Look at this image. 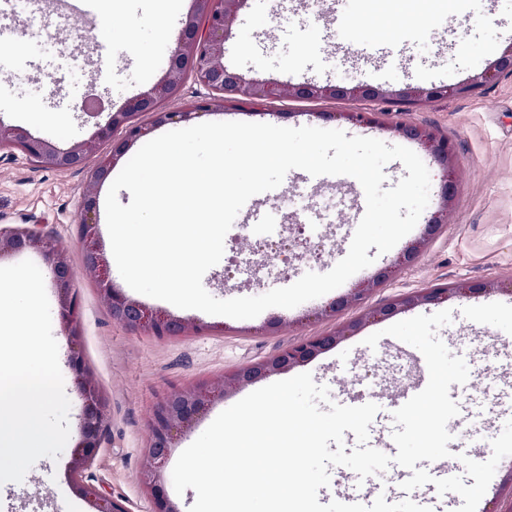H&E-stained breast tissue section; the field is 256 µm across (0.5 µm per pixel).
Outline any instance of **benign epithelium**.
Listing matches in <instances>:
<instances>
[{"label":"benign epithelium","instance_id":"benign-epithelium-1","mask_svg":"<svg viewBox=\"0 0 512 512\" xmlns=\"http://www.w3.org/2000/svg\"><path fill=\"white\" fill-rule=\"evenodd\" d=\"M194 2L196 10L186 18L181 28L163 77L130 100L122 109L109 114L107 122L98 127L91 140L61 148L24 129L0 125V146H18L42 167L49 169L77 166L95 150L97 142L112 141L110 154L100 159L98 167L91 174L89 189L83 197V220L79 225L83 266L95 278L112 316L116 317L124 310L134 307L139 310L138 318L132 322L126 321L124 325L157 337L165 336L167 330L173 326L180 334H186L191 329L199 331L201 327L176 319L162 310L150 309L129 299L120 289L114 287L97 232L99 182L133 144L150 132L148 125L140 122L139 117L149 115L156 124L188 122L214 108L228 110L243 105L262 106L272 99L284 97L374 101L392 94L419 105L449 95L467 93L503 74H512L511 43L468 84L407 87L389 93L378 86L354 80L319 85L246 78L224 66L225 45L233 34V27L245 0ZM189 73L207 89V95L184 102L182 108L176 112L164 109L167 100L180 95L184 78ZM317 117L326 122L343 120L356 126L379 123L376 112H320ZM391 131L418 142L443 167L439 209L427 220L421 235L406 245L392 265L379 270L370 280L347 289L318 312L322 318L334 319L343 311L356 308L359 310L357 317L328 332L308 336L283 347L258 362L228 370L216 379L176 389L155 406L148 420V445L142 460L143 482L153 500L154 512H179L160 481L161 472L168 462V449L173 447L177 436L190 428L215 399L257 380L304 366L354 335L365 325L389 319L403 310L440 304L456 297L490 295L500 291L498 285L491 282L464 281L449 287L444 285L422 288L407 295L389 298L375 306L365 305L367 296L375 287L384 284L396 268L413 264L426 246L438 236L442 226L448 223V211L455 192V181L451 174L453 152L448 140L426 127L396 125L391 127ZM20 242L26 248L40 253L59 294L60 323L67 335L78 336V310L70 293L71 284L60 275L63 268L70 266L66 251L45 235L39 224L10 230L0 228V256L16 253L17 244ZM71 365L75 373V383L84 399L78 441L71 459L75 490L88 499L94 512H128L120 501L99 494L94 485V477L89 473L95 453L101 445L107 416L100 390L79 352L75 350L71 354Z\"/></svg>","mask_w":512,"mask_h":512}]
</instances>
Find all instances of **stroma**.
<instances>
[{
    "label": "stroma",
    "instance_id": "stroma-1",
    "mask_svg": "<svg viewBox=\"0 0 512 512\" xmlns=\"http://www.w3.org/2000/svg\"><path fill=\"white\" fill-rule=\"evenodd\" d=\"M193 0H96L71 23L72 0H11L0 15V125L20 127L59 147L92 137L110 112L123 108L156 83ZM404 34V51L376 59L370 43L381 35ZM512 44V0H249L226 45L224 63L249 78L317 84L355 80L391 90L377 101L283 98L262 107L214 109L207 122L241 121L283 127H322L324 112L364 111L380 115L376 126L338 122L348 135L403 144L395 125L425 126L455 148L456 195L443 231L411 265L368 298H387L432 285L462 281H512V74L464 95L407 106L394 95L408 86L454 85L470 81ZM111 145L100 142L84 166L51 170L19 148L0 146V226L39 224L68 251L73 291L79 303V333L85 364L98 383L111 424L92 464L95 483L122 500L129 512H153L140 477L148 443V419L167 393L224 371L259 361L287 344L333 328L315 319L324 298L295 308H270L237 320L177 308L139 293L132 300L203 324L204 332L157 338L115 321L82 265L78 236L82 201L91 173ZM295 205L258 194L266 209L262 224L234 221L226 243L246 247L250 238L274 233L301 219L332 261H299L290 274L242 268L225 281L223 265L211 267L203 285L226 300L258 296L292 285L307 272L325 273L341 260V239L354 234L356 193L343 176L313 180L294 169L284 178ZM450 324L437 331L452 355L463 357L469 379L490 394L512 378V294L499 292L449 300ZM279 319L268 330L271 319ZM383 323L362 328L307 364L315 383L335 403L347 393H378L415 385L421 371L410 346L383 335ZM59 364L70 400L71 435L58 458H40L22 482L10 483L0 512H92L72 486L70 461L83 410L70 365V342L60 322L52 324ZM380 333L376 347L364 340ZM496 372L481 375L483 363Z\"/></svg>",
    "mask_w": 512,
    "mask_h": 512
}]
</instances>
